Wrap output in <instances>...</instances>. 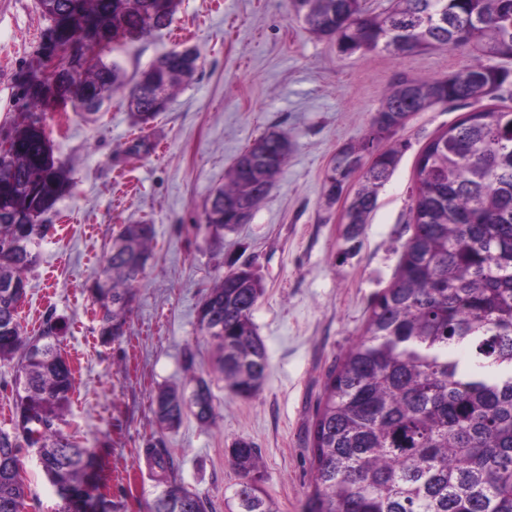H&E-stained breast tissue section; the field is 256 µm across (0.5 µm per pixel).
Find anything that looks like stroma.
Segmentation results:
<instances>
[{
	"instance_id": "stroma-1",
	"label": "stroma",
	"mask_w": 512,
	"mask_h": 512,
	"mask_svg": "<svg viewBox=\"0 0 512 512\" xmlns=\"http://www.w3.org/2000/svg\"><path fill=\"white\" fill-rule=\"evenodd\" d=\"M50 26L37 0H0V142L27 114L23 86L60 64ZM184 47L199 52L198 69L147 125L129 111L124 87L92 114L52 98L37 111L68 187L43 216L52 230L28 274L21 329L33 335L50 314L64 322L61 348L76 383L61 430L98 455L112 512H149L160 488L145 450L155 443L209 512H229L239 477L225 450L239 438L257 448L262 487L278 512H305L313 483L307 433L326 373L363 335L373 300L399 270L413 233L420 151L467 109L436 105L397 133L406 147L358 237L344 222L345 201L328 203L324 174L341 146L362 144L398 75L444 78L478 57L444 48L347 57L306 29L291 0H174L167 28L120 39L101 54L129 80ZM273 130L292 143L287 164L250 222L213 247L201 222L205 204L240 153ZM140 135L154 151L125 157L126 142ZM125 224L154 225L156 237L125 332L105 345L89 287ZM246 260L264 286L253 322L268 368L260 391L240 399L225 390L196 312L208 287ZM195 375L211 381L215 422L188 413L178 427L160 428L152 398L165 387L191 391ZM22 463L24 512H57L35 449L24 450Z\"/></svg>"
}]
</instances>
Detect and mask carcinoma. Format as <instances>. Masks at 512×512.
<instances>
[{
	"label": "carcinoma",
	"instance_id": "obj_1",
	"mask_svg": "<svg viewBox=\"0 0 512 512\" xmlns=\"http://www.w3.org/2000/svg\"><path fill=\"white\" fill-rule=\"evenodd\" d=\"M173 0H38L53 22L52 46L79 47L61 57L52 79L28 85L23 98L38 108L46 98L98 110L122 83L121 68L86 51L110 39L166 28ZM297 15L343 55L386 52L396 57L437 47L512 58V0H293ZM197 58L183 63L172 50L132 84L128 109L165 111L177 86L192 78ZM509 73L467 65L445 78L400 76L382 95L366 142L336 153L323 180L338 201L357 179L344 220L359 233L376 208L378 190L394 171L405 144H370L393 137L410 117L439 103L470 106L461 121L430 140L416 166L413 234L399 272L371 309L364 336L326 375L324 395L309 432L314 474L306 512H512V111L483 105ZM154 149L143 136L123 152ZM291 142L268 132L249 145L224 187L204 208L212 242L237 224L246 207L266 197L288 161ZM47 134L36 119L17 127L0 157V360L16 362L14 425L0 429V512H23L27 485L21 454L37 449L42 471L61 501L60 512H108L95 453L63 435L74 370L62 355V327L49 315L32 350L18 322L27 295L26 273L45 238L40 217L65 191ZM151 224H127L112 239L102 277L90 292L98 305L103 343L124 334L133 287L149 259ZM263 287L243 263L208 289L197 309L200 331L223 327L214 339L216 370L234 396L249 399L266 374V346L252 320ZM185 395L161 389L153 405L158 423L180 425ZM163 489L151 512H208L199 493L168 477L162 448L147 450ZM240 476L237 512H277L260 486L258 451L246 439L227 449Z\"/></svg>",
	"mask_w": 512,
	"mask_h": 512
}]
</instances>
